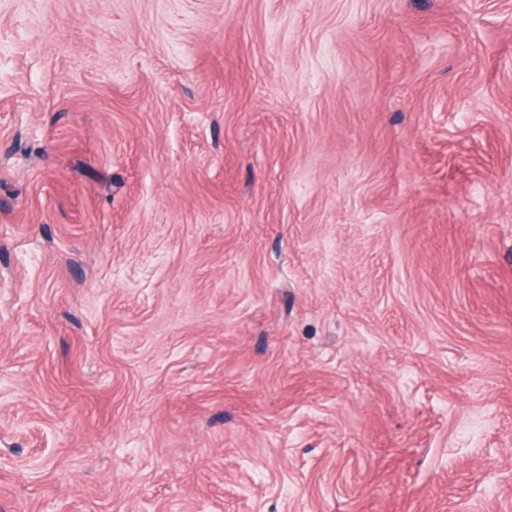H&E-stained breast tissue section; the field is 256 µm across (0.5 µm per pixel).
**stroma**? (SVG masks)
<instances>
[{"label":"stroma","instance_id":"stroma-1","mask_svg":"<svg viewBox=\"0 0 512 512\" xmlns=\"http://www.w3.org/2000/svg\"><path fill=\"white\" fill-rule=\"evenodd\" d=\"M0 512H512V0H0Z\"/></svg>","mask_w":512,"mask_h":512}]
</instances>
